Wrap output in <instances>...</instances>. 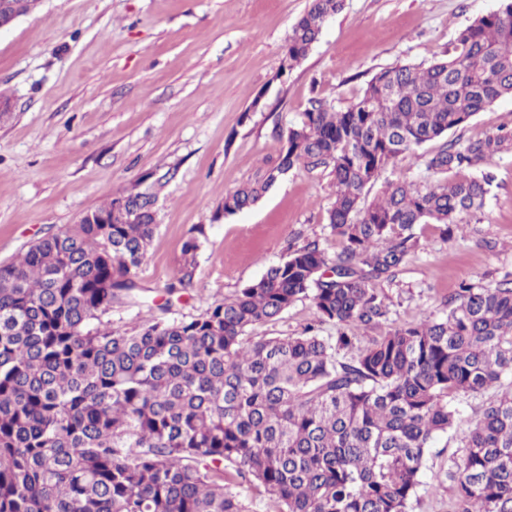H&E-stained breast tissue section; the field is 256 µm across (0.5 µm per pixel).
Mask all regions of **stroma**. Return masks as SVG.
Here are the masks:
<instances>
[{
    "label": "stroma",
    "mask_w": 512,
    "mask_h": 512,
    "mask_svg": "<svg viewBox=\"0 0 512 512\" xmlns=\"http://www.w3.org/2000/svg\"><path fill=\"white\" fill-rule=\"evenodd\" d=\"M308 0H42L0 31V264L130 189L167 175L157 227L131 304L113 305L116 327H134L168 305L188 320L258 280L309 241L328 254L335 200L327 170L282 175L252 208L228 215L224 195L263 179L282 147L274 127L298 122L312 97L355 103L384 68L447 58L458 33L500 0H344L318 42L288 74L280 62ZM512 129V97L450 131L467 141ZM442 139L388 165L366 187L429 180L425 158ZM483 212L445 240L437 224L415 228L418 247L394 282L377 283L397 323L439 314L462 284L512 276V153L487 158ZM197 240L198 267L178 290L182 246ZM460 429L433 444L409 512H455L451 457Z\"/></svg>",
    "instance_id": "35a3bbf8"
}]
</instances>
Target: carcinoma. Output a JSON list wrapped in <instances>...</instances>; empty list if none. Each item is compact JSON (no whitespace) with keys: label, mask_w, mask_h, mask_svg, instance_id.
<instances>
[{"label":"carcinoma","mask_w":512,"mask_h":512,"mask_svg":"<svg viewBox=\"0 0 512 512\" xmlns=\"http://www.w3.org/2000/svg\"><path fill=\"white\" fill-rule=\"evenodd\" d=\"M343 0H309L280 72L317 42ZM512 96V0L459 32L451 55L376 73L338 110L315 97L259 185L224 195V214L256 205L292 169L330 170L336 197L318 241L190 320L131 329L103 320L132 297L156 229L161 180L114 197L0 264V512H251L231 490L263 487L275 512H408L459 397L493 391L445 477L456 512H512V283L464 285L441 316L390 320L373 285L415 251L419 224L451 237L485 206L486 158L512 131L448 141L425 161L432 184L365 188L400 156ZM199 245L182 247L192 285ZM317 325L247 339L297 301ZM336 327L323 336L320 326ZM378 332L365 345L354 331Z\"/></svg>","instance_id":"obj_1"}]
</instances>
